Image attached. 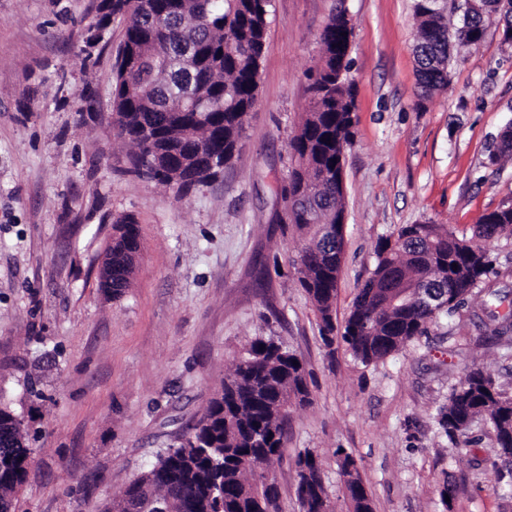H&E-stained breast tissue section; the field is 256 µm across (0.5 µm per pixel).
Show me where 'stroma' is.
I'll return each instance as SVG.
<instances>
[{"mask_svg":"<svg viewBox=\"0 0 512 512\" xmlns=\"http://www.w3.org/2000/svg\"><path fill=\"white\" fill-rule=\"evenodd\" d=\"M98 0H0V402L29 432L32 462L14 512H103L115 493L189 434L257 336L305 365L312 402L293 407L271 467L280 512H299L294 458L313 450L335 512H350L341 453L360 466L374 512H512L475 421L464 449L435 414L466 366L512 396V348L479 320L512 293V236L488 243L492 273L425 335L366 366L325 347L293 265L302 239L282 220L289 142L309 104L320 32L344 6L353 26L354 140L335 302L344 320L404 224L469 233L512 201V159L490 162L512 122V45L493 17L457 47L445 91L416 95L412 0H273L258 100L221 177L177 191L131 173L112 123V23L87 44ZM133 216L141 251L119 298L98 285L113 226ZM449 502H442V488Z\"/></svg>","mask_w":512,"mask_h":512,"instance_id":"stroma-1","label":"stroma"}]
</instances>
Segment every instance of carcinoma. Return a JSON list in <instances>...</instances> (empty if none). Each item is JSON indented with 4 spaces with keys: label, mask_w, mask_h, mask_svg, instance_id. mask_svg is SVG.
<instances>
[{
    "label": "carcinoma",
    "mask_w": 512,
    "mask_h": 512,
    "mask_svg": "<svg viewBox=\"0 0 512 512\" xmlns=\"http://www.w3.org/2000/svg\"><path fill=\"white\" fill-rule=\"evenodd\" d=\"M501 0H485L482 13L462 17L454 30L436 14L430 0H413L417 25L416 88L428 97L448 88L450 41L477 47L487 21ZM271 0H118L113 10L123 22V56L116 60L113 110L122 116L118 138L134 148L133 172L182 190L212 158L229 164L240 151L245 125L256 102ZM320 34V63L307 73L309 107L289 143L291 168L281 188L291 203L290 224L304 235L298 253L299 284L320 319L326 346L341 339L352 357L368 366L400 351L422 335L437 313L390 294L415 285L448 294L444 312H455L492 270L490 252L473 240L512 235V209L504 205L484 215L472 236L458 237L446 224H406L380 239L376 262L361 284L344 324H336L333 305L343 246L335 230L345 199L336 189L344 167L342 148L352 144L353 86L340 73L350 70L344 12ZM112 298L131 286L140 246L131 216L113 225ZM486 317L493 339L512 342V295L490 292ZM311 403L307 372L298 357L271 336H257L224 378L191 433L158 455L157 461L115 496L103 512H278L279 493L269 465L281 457L292 404ZM483 418L497 442L496 460L512 474V397L504 395L482 368L465 369L437 422L458 445L470 424ZM16 415L0 406V506L13 508L31 461L28 439L15 429ZM300 512H334L321 466L309 450L295 461ZM352 512H373L359 465L349 454L341 463Z\"/></svg>",
    "instance_id": "carcinoma-1"
}]
</instances>
